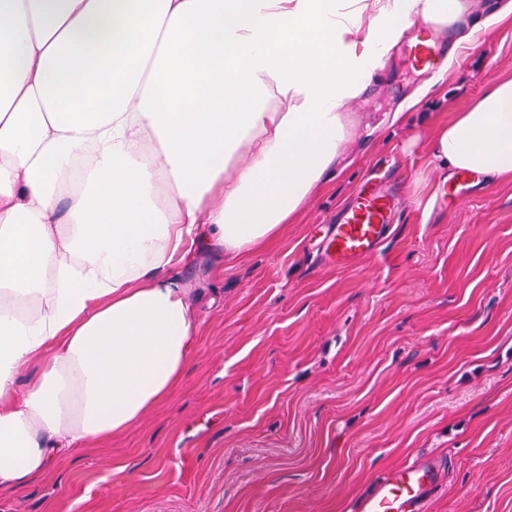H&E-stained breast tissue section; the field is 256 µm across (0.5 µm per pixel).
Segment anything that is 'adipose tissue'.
I'll return each mask as SVG.
<instances>
[{
  "label": "adipose tissue",
  "mask_w": 512,
  "mask_h": 512,
  "mask_svg": "<svg viewBox=\"0 0 512 512\" xmlns=\"http://www.w3.org/2000/svg\"><path fill=\"white\" fill-rule=\"evenodd\" d=\"M463 9L0 0V494L172 398L198 329L178 268L277 238L336 165L344 111L399 21ZM433 152L454 174H512V80Z\"/></svg>",
  "instance_id": "obj_1"
}]
</instances>
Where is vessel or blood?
<instances>
[{
  "mask_svg": "<svg viewBox=\"0 0 512 512\" xmlns=\"http://www.w3.org/2000/svg\"><path fill=\"white\" fill-rule=\"evenodd\" d=\"M440 54L439 43L434 40L415 51L413 60L422 64L425 75H435L441 70ZM396 208L397 195L388 181H367L352 203L337 215L326 252L342 265L370 257L383 241ZM438 474L436 463L421 459L395 468L358 500L356 512H423Z\"/></svg>",
  "mask_w": 512,
  "mask_h": 512,
  "instance_id": "obj_1",
  "label": "vessel or blood"
}]
</instances>
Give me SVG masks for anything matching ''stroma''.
Here are the masks:
<instances>
[{
	"mask_svg": "<svg viewBox=\"0 0 512 512\" xmlns=\"http://www.w3.org/2000/svg\"><path fill=\"white\" fill-rule=\"evenodd\" d=\"M504 80L512 14L435 80L393 49L346 108L341 164L286 230L181 268L200 323L172 399L1 495L0 512H352L414 459L440 467L426 512H512V178L449 201L432 150ZM386 172L401 181L388 238L337 267L329 221Z\"/></svg>",
	"mask_w": 512,
	"mask_h": 512,
	"instance_id": "stroma-1",
	"label": "stroma"
}]
</instances>
